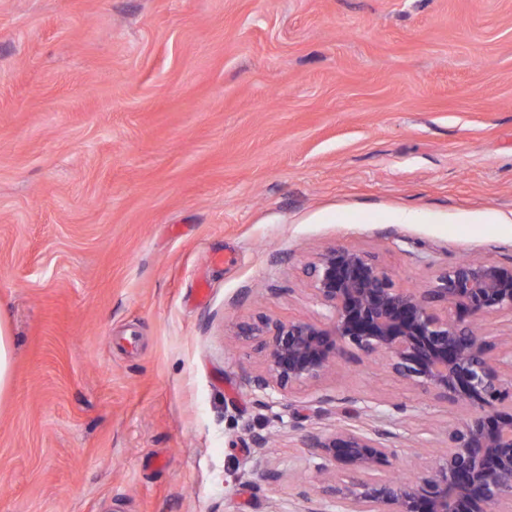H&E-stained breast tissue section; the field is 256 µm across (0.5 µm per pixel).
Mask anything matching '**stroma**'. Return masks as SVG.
Wrapping results in <instances>:
<instances>
[{"label": "stroma", "mask_w": 512, "mask_h": 512, "mask_svg": "<svg viewBox=\"0 0 512 512\" xmlns=\"http://www.w3.org/2000/svg\"><path fill=\"white\" fill-rule=\"evenodd\" d=\"M349 246L406 288L512 262V0H0V512H287L323 395L438 463L466 408L384 361L243 384L238 325L318 317ZM13 352V341L8 329V313L0 305V396L11 381Z\"/></svg>", "instance_id": "stroma-1"}]
</instances>
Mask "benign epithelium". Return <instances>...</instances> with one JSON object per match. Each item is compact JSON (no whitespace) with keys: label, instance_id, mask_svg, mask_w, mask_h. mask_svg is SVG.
Segmentation results:
<instances>
[{"label":"benign epithelium","instance_id":"7a95c632","mask_svg":"<svg viewBox=\"0 0 512 512\" xmlns=\"http://www.w3.org/2000/svg\"><path fill=\"white\" fill-rule=\"evenodd\" d=\"M309 290L324 309L319 318L241 327L264 352L263 370L244 377L266 397L261 407L272 408L274 392L319 379L350 348L470 415L448 426L434 470L396 480L389 472L397 425H380L367 404L341 411V399L318 398V416L347 421L308 431L306 445L317 473L347 480L300 492L295 512H512V336L477 329L487 315H512V263L464 260L415 292L366 252L330 248L311 263Z\"/></svg>","mask_w":512,"mask_h":512}]
</instances>
